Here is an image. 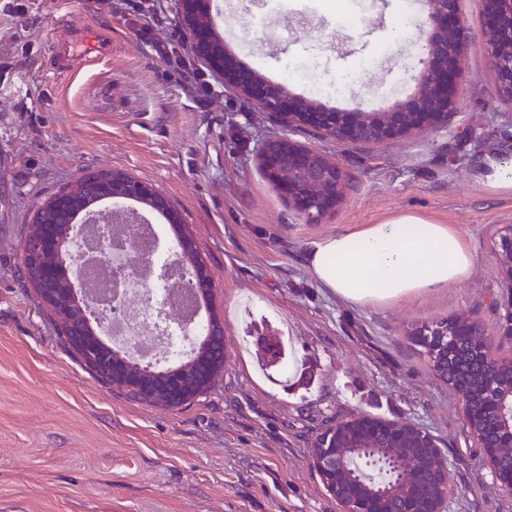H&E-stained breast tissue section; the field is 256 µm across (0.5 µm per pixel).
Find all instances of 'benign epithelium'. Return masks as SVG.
I'll use <instances>...</instances> for the list:
<instances>
[{
    "label": "benign epithelium",
    "instance_id": "benign-epithelium-1",
    "mask_svg": "<svg viewBox=\"0 0 512 512\" xmlns=\"http://www.w3.org/2000/svg\"><path fill=\"white\" fill-rule=\"evenodd\" d=\"M193 54L205 61L224 81V85L256 101L264 112L280 117L289 127L306 126L318 130L338 143L375 144L404 137L421 128H436L446 122L454 104L457 84L463 77L462 59L467 49L475 46L488 59L498 84L500 96L512 103V0H478L485 20L480 33L473 36L460 19V0H425L426 13L418 21L422 33L419 67L413 75L415 92L384 112H338L321 104L293 95L281 84H271L254 70L238 63L230 52L222 61L214 62L211 13L214 0H174ZM259 167L266 179L274 183L288 205L308 223H319L335 213L348 189L346 172L338 161L290 138L264 142L258 149ZM100 199H136L163 213L171 222L181 218L170 199L154 186L122 171H112L99 178ZM54 215L29 231L30 247L24 257V271L38 288L44 303L52 310L72 305L76 289L60 287L51 264L42 260L53 256L66 271L73 270L71 240L59 235L58 225L71 223L75 214L84 210L82 199L65 193L53 202ZM493 248L499 262V281L506 293L500 333L512 336V225L502 226L496 233ZM183 286L193 295H206L212 283L205 263L197 262L195 272L184 279ZM114 306L83 309L84 321L68 324L67 335L73 347L99 371L105 381L112 380L111 364L95 352L83 347L80 336L89 334L107 352L112 346L104 339ZM182 375L169 378L151 396L170 403L183 397ZM427 443L421 448H406L401 456L409 477L427 476L431 495L425 498L419 512H445L451 489L448 459L436 440L422 432Z\"/></svg>",
    "mask_w": 512,
    "mask_h": 512
}]
</instances>
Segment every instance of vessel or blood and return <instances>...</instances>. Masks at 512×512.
Here are the masks:
<instances>
[{"instance_id": "vessel-or-blood-1", "label": "vessel or blood", "mask_w": 512, "mask_h": 512, "mask_svg": "<svg viewBox=\"0 0 512 512\" xmlns=\"http://www.w3.org/2000/svg\"><path fill=\"white\" fill-rule=\"evenodd\" d=\"M112 55V35L101 27H79L54 46L57 71H79L107 60Z\"/></svg>"}]
</instances>
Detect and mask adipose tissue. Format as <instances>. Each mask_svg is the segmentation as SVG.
Segmentation results:
<instances>
[{
  "instance_id": "adipose-tissue-1",
  "label": "adipose tissue",
  "mask_w": 512,
  "mask_h": 512,
  "mask_svg": "<svg viewBox=\"0 0 512 512\" xmlns=\"http://www.w3.org/2000/svg\"><path fill=\"white\" fill-rule=\"evenodd\" d=\"M474 263L450 225L409 213L324 237L307 253L315 279L355 306L451 286L467 279Z\"/></svg>"
}]
</instances>
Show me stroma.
<instances>
[{"instance_id": "obj_1", "label": "stroma", "mask_w": 512, "mask_h": 512, "mask_svg": "<svg viewBox=\"0 0 512 512\" xmlns=\"http://www.w3.org/2000/svg\"><path fill=\"white\" fill-rule=\"evenodd\" d=\"M0 0V512H342L310 465L332 421L369 414L414 424L451 467L446 512H512L468 432L458 395L410 339L460 313L495 354L501 298L492 246L512 224V194L483 173L512 159V104L486 57L469 50L445 126L382 144L342 145L287 128L219 80L205 105L105 0ZM225 45L294 95L343 111H380L414 90L423 0H216ZM109 28V61L54 73L69 23ZM335 158L349 188L318 224L261 173L266 140ZM120 170L166 194L212 276L211 313L228 353L214 388L177 407L116 397L61 343L19 276L37 204L88 171ZM413 212L453 226L475 255L453 286L391 304L341 301L311 273L313 242ZM290 336L304 362L295 388L260 369L248 338Z\"/></svg>"}]
</instances>
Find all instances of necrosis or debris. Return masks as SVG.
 I'll list each match as a JSON object with an SVG mask.
<instances>
[{"instance_id":"4bbe7bcc","label":"necrosis or debris","mask_w":512,"mask_h":512,"mask_svg":"<svg viewBox=\"0 0 512 512\" xmlns=\"http://www.w3.org/2000/svg\"><path fill=\"white\" fill-rule=\"evenodd\" d=\"M163 236L160 225L149 220H133L124 212H117L116 221L108 227L90 223L75 244L81 260L75 266V276L89 296L103 303L111 302L113 294H121L123 302L112 320V334L129 345L142 359L157 365L181 361L188 348L179 328H171L169 335H160L155 327L156 316L151 307L154 299L164 300L176 319L188 320L195 335H202L206 321L200 309L183 290L158 289L156 297L146 296L151 277L144 266H133L135 253L146 252L154 264L172 263V251L160 249ZM130 268L131 274L123 285H115L113 271Z\"/></svg>"}]
</instances>
